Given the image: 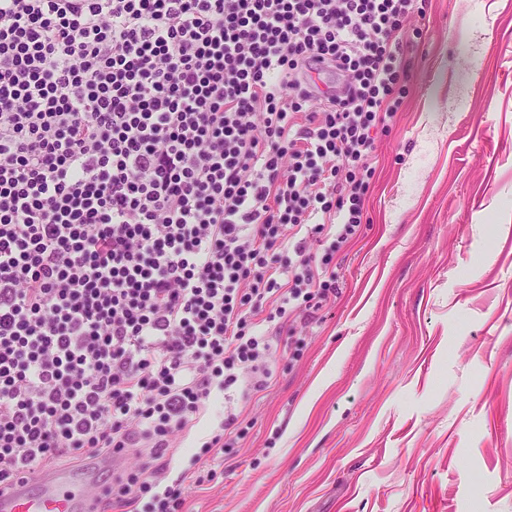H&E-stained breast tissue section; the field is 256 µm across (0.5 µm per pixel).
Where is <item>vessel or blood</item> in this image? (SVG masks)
I'll use <instances>...</instances> for the list:
<instances>
[{
	"instance_id": "vessel-or-blood-1",
	"label": "vessel or blood",
	"mask_w": 512,
	"mask_h": 512,
	"mask_svg": "<svg viewBox=\"0 0 512 512\" xmlns=\"http://www.w3.org/2000/svg\"><path fill=\"white\" fill-rule=\"evenodd\" d=\"M93 470L74 474L46 470L0 485V512H82Z\"/></svg>"
}]
</instances>
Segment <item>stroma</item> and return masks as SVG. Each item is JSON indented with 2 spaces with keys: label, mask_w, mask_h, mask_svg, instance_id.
I'll list each match as a JSON object with an SVG mask.
<instances>
[{
  "label": "stroma",
  "mask_w": 512,
  "mask_h": 512,
  "mask_svg": "<svg viewBox=\"0 0 512 512\" xmlns=\"http://www.w3.org/2000/svg\"><path fill=\"white\" fill-rule=\"evenodd\" d=\"M410 28L339 294L183 441L169 478L223 410L252 424L190 512H512V0H417Z\"/></svg>",
  "instance_id": "35a3bbf8"
}]
</instances>
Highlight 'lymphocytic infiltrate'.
<instances>
[{
  "label": "lymphocytic infiltrate",
  "instance_id": "obj_1",
  "mask_svg": "<svg viewBox=\"0 0 512 512\" xmlns=\"http://www.w3.org/2000/svg\"><path fill=\"white\" fill-rule=\"evenodd\" d=\"M415 0H0V482L113 457L86 512H185L275 338L336 295ZM137 467H129L130 458Z\"/></svg>",
  "mask_w": 512,
  "mask_h": 512
}]
</instances>
